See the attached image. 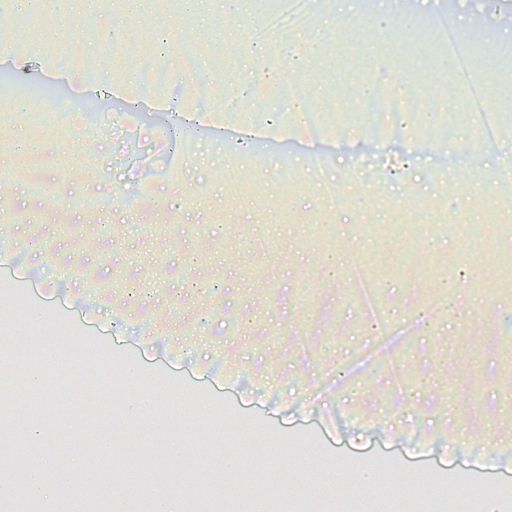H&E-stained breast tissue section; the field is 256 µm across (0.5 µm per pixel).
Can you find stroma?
I'll use <instances>...</instances> for the list:
<instances>
[{
    "instance_id": "35a3bbf8",
    "label": "stroma",
    "mask_w": 512,
    "mask_h": 512,
    "mask_svg": "<svg viewBox=\"0 0 512 512\" xmlns=\"http://www.w3.org/2000/svg\"><path fill=\"white\" fill-rule=\"evenodd\" d=\"M262 0L228 14L222 0L185 11L157 0L151 16L127 26L124 46L107 51L111 9L61 30L42 13L0 0V22L34 43L28 77L0 57V144L34 138L43 145L38 181L10 152L0 153V363L38 359L42 380L15 376L0 391V429L26 437L24 471L46 487L41 512H57L81 478L57 467L80 453L107 479L111 497L136 487L110 481L152 457L157 417L171 440L195 437L166 468L174 481L202 488L216 481L225 441L247 442L244 426L267 425V447L249 452L237 472L268 481L302 482L318 497L334 487L312 460L298 465L291 448H323L330 461H377L385 483L342 490L349 512H371L377 500L408 498L393 465L427 481L458 482L473 470L498 489H512V458L492 456L489 439L512 448V294L481 287L512 255V205L471 184L447 141L427 130L448 125L471 167L512 146V128L487 139L468 107L470 89L450 77L435 38L447 21L473 56L485 59L483 87L512 88V0H374L337 17L333 0H313L316 27L337 21L353 38L315 41L296 30L307 51L289 80L307 111L276 146H257L235 166L236 130L282 106L275 84L225 107L234 72L245 67L240 42L251 39ZM180 36L169 55L142 51L156 24ZM194 57L212 75L204 94L181 67ZM164 74V90L133 89L130 110L114 97L87 99L84 85L121 81L128 66ZM444 81L428 98L423 79ZM407 99L396 116L378 107L382 86ZM174 107L213 110L224 139H197L173 154L165 137ZM432 159L403 171L400 191L387 176L403 156L391 146L394 126ZM323 155V168L308 159ZM369 183L358 180L359 173ZM382 271L369 292L350 278V255ZM338 256L329 276L324 258ZM451 285L464 318L448 314L440 281ZM49 310L50 341L36 338L32 305ZM67 354L70 377L56 373ZM209 395L216 412L196 414L185 400ZM137 395V409H123ZM121 439L122 453L102 457L95 437Z\"/></svg>"
}]
</instances>
